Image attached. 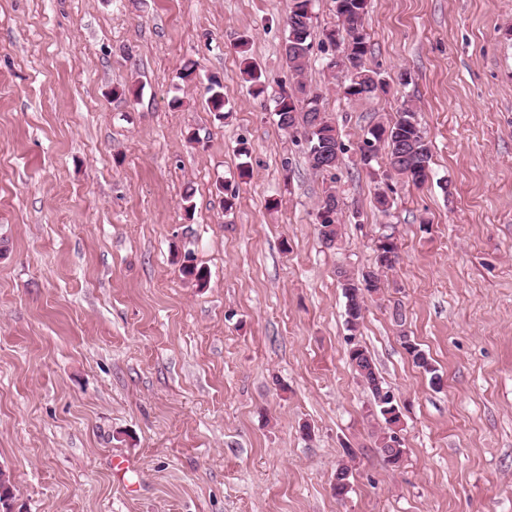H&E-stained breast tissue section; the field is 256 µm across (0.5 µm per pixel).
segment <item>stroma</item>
<instances>
[{"label":"stroma","mask_w":512,"mask_h":512,"mask_svg":"<svg viewBox=\"0 0 512 512\" xmlns=\"http://www.w3.org/2000/svg\"><path fill=\"white\" fill-rule=\"evenodd\" d=\"M287 14L288 0H0L12 512H512V0H369L367 63L387 84L373 99L346 98L314 50L299 80L345 145L332 176L277 125L274 98L298 80ZM212 76L228 118L208 109ZM129 84L139 97L117 95ZM408 103L430 174L394 181L385 215L357 146ZM331 184L345 228L327 249L314 212ZM388 224L400 260L357 336L403 406L398 469L349 365L339 284L374 266ZM188 252L206 287L182 276Z\"/></svg>","instance_id":"1"}]
</instances>
